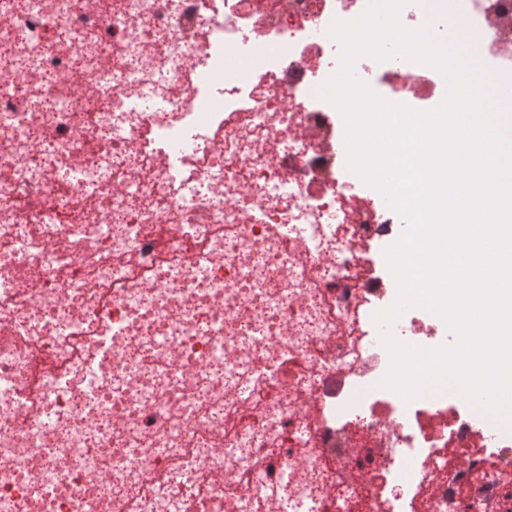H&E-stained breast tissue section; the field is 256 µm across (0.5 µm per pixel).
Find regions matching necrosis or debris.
<instances>
[{"label": "necrosis or debris", "mask_w": 512, "mask_h": 512, "mask_svg": "<svg viewBox=\"0 0 512 512\" xmlns=\"http://www.w3.org/2000/svg\"><path fill=\"white\" fill-rule=\"evenodd\" d=\"M369 0H0V512H512V428L381 388L404 229L346 166ZM512 0H409L512 124ZM430 110L448 84L355 64ZM396 337L453 342L407 309Z\"/></svg>", "instance_id": "obj_1"}]
</instances>
